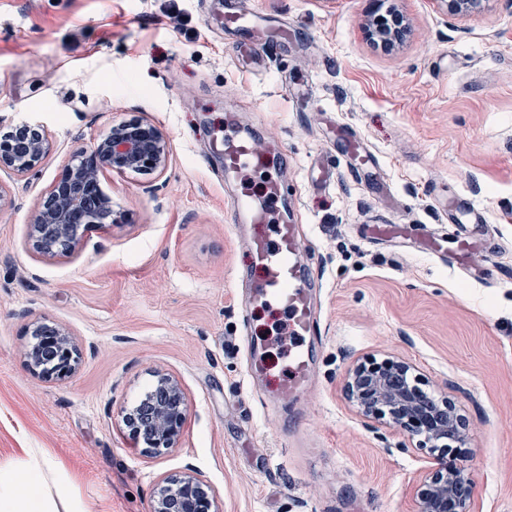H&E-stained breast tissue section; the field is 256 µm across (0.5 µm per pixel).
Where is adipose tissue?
<instances>
[{"label":"adipose tissue","instance_id":"adipose-tissue-1","mask_svg":"<svg viewBox=\"0 0 512 512\" xmlns=\"http://www.w3.org/2000/svg\"><path fill=\"white\" fill-rule=\"evenodd\" d=\"M49 505L42 464L21 473L0 470V512H50Z\"/></svg>","mask_w":512,"mask_h":512}]
</instances>
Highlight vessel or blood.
<instances>
[{
  "label": "vessel or blood",
  "mask_w": 512,
  "mask_h": 512,
  "mask_svg": "<svg viewBox=\"0 0 512 512\" xmlns=\"http://www.w3.org/2000/svg\"><path fill=\"white\" fill-rule=\"evenodd\" d=\"M224 28L235 32L240 40L235 46L236 53L243 61V69H250L271 49L269 41L259 30V19L246 10L240 0H226L224 4ZM224 174L226 177L243 178L250 172L264 171L286 163V153L270 155L260 148L254 138L240 135L233 124L224 129ZM336 150L348 157H357L364 179H371L378 163L358 140L341 139ZM284 185L276 179L269 180L262 197H254L247 190L230 200L233 221L249 224H271L276 228L279 240L276 245L259 236L252 237L248 246L256 263L263 268V281L253 287L251 298L259 303L271 301L284 305L290 316L288 325V354L292 358L290 375L281 386L279 394L285 398L304 394L312 377L313 364L304 340L313 335L317 312L308 286L310 269L302 258V245L295 225L281 222L275 209L276 203L285 194Z\"/></svg>",
  "instance_id": "vessel-or-blood-1"
}]
</instances>
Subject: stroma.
Here are the masks:
<instances>
[{
  "mask_svg": "<svg viewBox=\"0 0 512 512\" xmlns=\"http://www.w3.org/2000/svg\"><path fill=\"white\" fill-rule=\"evenodd\" d=\"M287 32L253 74L224 31V0H0V134L41 124L50 151L31 174L0 170V469L28 449L52 460L80 512H151L162 479L193 467L220 512H414L425 454L346 400L367 356L414 364L467 418L462 464L474 512H512V0L449 15L445 0H397L408 29L386 50L364 34L369 0H250ZM285 151L280 215L312 274L315 368L283 400L288 357L277 305H238L264 273L231 221L224 117ZM163 131L162 173H105L115 223L75 250H33L30 225L62 169L112 124ZM377 157L371 187L336 156L338 132ZM487 235L462 229L459 203ZM66 327L75 373L43 380L28 329ZM254 354H247L246 344ZM188 411L175 448L143 451L123 415L158 375Z\"/></svg>",
  "mask_w": 512,
  "mask_h": 512,
  "instance_id": "stroma-1",
  "label": "stroma"
}]
</instances>
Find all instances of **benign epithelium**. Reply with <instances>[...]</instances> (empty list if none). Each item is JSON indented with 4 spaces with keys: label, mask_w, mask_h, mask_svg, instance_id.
Masks as SVG:
<instances>
[{
    "label": "benign epithelium",
    "mask_w": 512,
    "mask_h": 512,
    "mask_svg": "<svg viewBox=\"0 0 512 512\" xmlns=\"http://www.w3.org/2000/svg\"><path fill=\"white\" fill-rule=\"evenodd\" d=\"M489 0H448V14L468 15ZM406 28L393 0H370L367 39L391 45ZM50 150L43 126L27 123L0 136V170L25 176L35 170ZM167 145L160 129L140 120L123 121L74 159L40 202L31 224L33 248L46 252L54 242L64 252L76 248L80 231L115 222L112 201L100 185L107 170L150 174L163 171ZM33 343L26 351L29 368L44 380H61L77 369L80 353L72 334L47 320L36 323ZM427 381L414 366L397 357L366 358L346 372L344 390L365 420L397 428L414 448L433 460L432 471L414 488L416 512H472L473 480L459 462V449L468 440V424L454 399H435L425 390ZM157 397L148 410L153 438L145 439L130 413L123 421L132 437L150 455H160L178 442L186 420L187 403L179 382L167 375L157 379ZM152 512H220L203 483L189 471L165 479Z\"/></svg>",
    "instance_id": "obj_1"
}]
</instances>
